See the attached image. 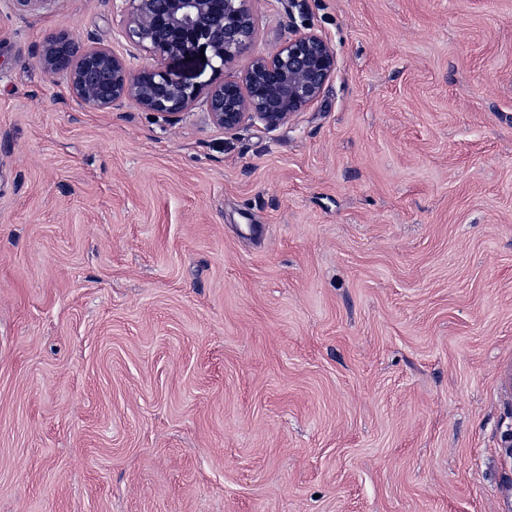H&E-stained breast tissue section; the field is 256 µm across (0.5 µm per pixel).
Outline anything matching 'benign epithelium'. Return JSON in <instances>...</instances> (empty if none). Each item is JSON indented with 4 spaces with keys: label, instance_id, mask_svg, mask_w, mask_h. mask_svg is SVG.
I'll return each mask as SVG.
<instances>
[{
    "label": "benign epithelium",
    "instance_id": "benign-epithelium-1",
    "mask_svg": "<svg viewBox=\"0 0 512 512\" xmlns=\"http://www.w3.org/2000/svg\"><path fill=\"white\" fill-rule=\"evenodd\" d=\"M123 2L121 36L152 63L133 70L110 48L64 34L42 45V68L64 74L72 96L89 110L110 112L131 101L174 123L202 98L211 122L226 133L255 121L276 130L313 105L336 72L333 46L313 31L294 29L274 50L251 55L241 78L204 89L166 61L203 55L215 71L235 67L256 37L249 0Z\"/></svg>",
    "mask_w": 512,
    "mask_h": 512
}]
</instances>
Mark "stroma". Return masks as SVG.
Masks as SVG:
<instances>
[{
	"label": "stroma",
	"mask_w": 512,
	"mask_h": 512,
	"mask_svg": "<svg viewBox=\"0 0 512 512\" xmlns=\"http://www.w3.org/2000/svg\"><path fill=\"white\" fill-rule=\"evenodd\" d=\"M251 0L287 126L83 110L0 0V512H512V0Z\"/></svg>",
	"instance_id": "1"
}]
</instances>
